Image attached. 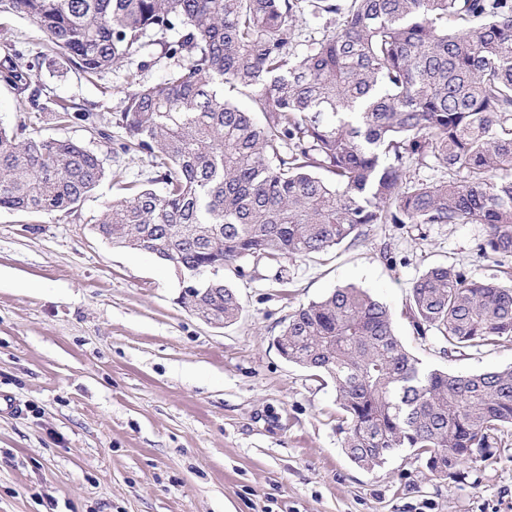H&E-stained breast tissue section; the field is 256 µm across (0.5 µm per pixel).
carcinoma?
<instances>
[{
    "mask_svg": "<svg viewBox=\"0 0 512 512\" xmlns=\"http://www.w3.org/2000/svg\"><path fill=\"white\" fill-rule=\"evenodd\" d=\"M307 12L336 28L299 52ZM2 13L32 20L51 51L96 77L150 36L179 34L167 77L131 79L115 117L121 149L148 156L162 188L105 203L94 224L112 244L171 264L193 313L238 320L226 266L352 246L373 224H482L481 254L512 256V0H0ZM0 50V81L36 109L18 129L0 127V210L76 213L106 178L104 158L39 124L79 120L111 135L91 112L45 111L33 66L6 37ZM226 84L264 122L226 99ZM429 160L442 175L414 176ZM408 306L416 334L450 355L512 341V277L433 266ZM277 344L332 380L342 446L364 469L410 448L434 476L455 477L490 460L512 425V367H423L362 288L294 310Z\"/></svg>",
    "mask_w": 512,
    "mask_h": 512,
    "instance_id": "obj_1",
    "label": "carcinoma"
}]
</instances>
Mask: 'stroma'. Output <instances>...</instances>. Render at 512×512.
Returning a JSON list of instances; mask_svg holds the SVG:
<instances>
[{
	"label": "stroma",
	"instance_id": "1",
	"mask_svg": "<svg viewBox=\"0 0 512 512\" xmlns=\"http://www.w3.org/2000/svg\"><path fill=\"white\" fill-rule=\"evenodd\" d=\"M39 75L41 101L121 111L129 72L162 81L165 44L87 78L48 49L30 20L5 18ZM101 155L110 175L78 212L0 211V512H512V427L497 460L432 476L412 449L358 467L342 448L336 391L274 343L290 312L334 288L368 291L423 366L453 374L512 366V342L449 356L417 336L407 295L437 264L473 277L512 271L481 258L480 224H376L323 255L247 258L225 267L242 306L228 326L178 303L174 268L115 247L93 216L116 180L150 183L146 156L121 154L84 122L42 125Z\"/></svg>",
	"mask_w": 512,
	"mask_h": 512
}]
</instances>
